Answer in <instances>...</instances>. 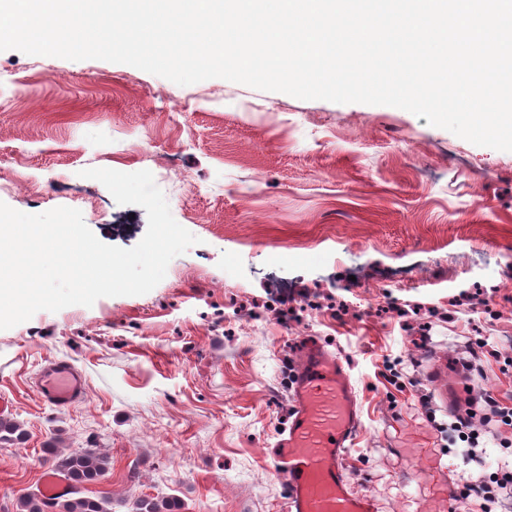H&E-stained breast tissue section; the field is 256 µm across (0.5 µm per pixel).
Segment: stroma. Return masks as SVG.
Instances as JSON below:
<instances>
[{
  "instance_id": "35a3bbf8",
  "label": "stroma",
  "mask_w": 512,
  "mask_h": 512,
  "mask_svg": "<svg viewBox=\"0 0 512 512\" xmlns=\"http://www.w3.org/2000/svg\"><path fill=\"white\" fill-rule=\"evenodd\" d=\"M90 168L150 171L199 242L147 294L0 330V401L24 434L0 442V512L38 491L51 452L80 448L108 456L86 490L112 512L170 497L177 512H283L264 450L288 423L309 336L355 386L347 474L379 512H438L444 475L512 463V429H489L468 461L448 442L451 407L431 398L442 364L512 406V152L393 106L0 51V201L75 208L101 242L136 246L145 209ZM279 284L297 289L284 327ZM51 359L83 372V401L41 402Z\"/></svg>"
}]
</instances>
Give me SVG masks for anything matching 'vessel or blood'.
<instances>
[{
  "label": "vessel or blood",
  "mask_w": 512,
  "mask_h": 512,
  "mask_svg": "<svg viewBox=\"0 0 512 512\" xmlns=\"http://www.w3.org/2000/svg\"><path fill=\"white\" fill-rule=\"evenodd\" d=\"M38 392L44 404L68 407L85 398L86 380L70 363L50 360ZM361 428V407L343 363L318 346L303 348L288 427L265 451L287 478L285 512H377L369 494L350 487L343 464Z\"/></svg>",
  "instance_id": "b4317fda"
}]
</instances>
